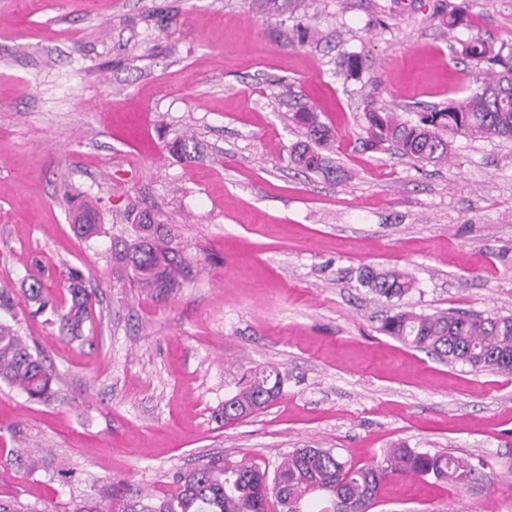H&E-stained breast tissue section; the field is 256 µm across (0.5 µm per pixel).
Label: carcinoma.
<instances>
[{
	"label": "carcinoma",
	"instance_id": "carcinoma-1",
	"mask_svg": "<svg viewBox=\"0 0 512 512\" xmlns=\"http://www.w3.org/2000/svg\"><path fill=\"white\" fill-rule=\"evenodd\" d=\"M262 10L294 17L307 0H256ZM443 24L452 34L470 26L466 8L448 5ZM459 53L483 73L479 85L459 100L441 107L405 116L371 102L364 112L360 142L374 151L395 150L422 165L448 164L455 156L456 141L512 142V46L495 47L479 38L457 40ZM347 79L358 80L363 73L362 57L347 52L338 61ZM303 129L305 140L290 153L291 161L310 172L333 176L330 149L332 130L316 112L303 109L292 115ZM127 221L135 229L132 238L114 242L113 257L124 267V275L143 288L168 292L180 286L191 270V261L172 241L161 236V225L148 212L130 210ZM73 229L86 238L99 233V215L88 205L73 213ZM357 282L387 300L402 298L414 287L413 280L396 272H358ZM70 303L60 316L70 340L83 339L84 326L91 320L93 305L81 285V276L72 275ZM28 302L38 313H55L42 297L40 280L25 289ZM381 331L441 360L462 362L475 370L512 373V317H483L467 311L451 310L420 314L401 310L385 318ZM58 376L33 353L13 325L0 321V382L24 393L31 401L47 402L55 395ZM283 376L274 367L256 370L248 384L224 401V422L247 417L273 401L281 392ZM395 471L431 476L437 481L464 483L474 474L466 460L446 454L416 451L405 444L393 448L387 457ZM384 469L370 466L352 469L336 453L326 448H297L278 466L274 478L243 462L212 456L201 465L175 476V488L162 495L142 491L115 502L89 495L75 504L72 512H266L269 495L282 508L297 512L301 501L321 491L328 505L320 512H369L383 480ZM0 512H34L18 496L0 494Z\"/></svg>",
	"mask_w": 512,
	"mask_h": 512
}]
</instances>
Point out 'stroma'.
I'll return each instance as SVG.
<instances>
[{
    "instance_id": "obj_1",
    "label": "stroma",
    "mask_w": 512,
    "mask_h": 512,
    "mask_svg": "<svg viewBox=\"0 0 512 512\" xmlns=\"http://www.w3.org/2000/svg\"><path fill=\"white\" fill-rule=\"evenodd\" d=\"M314 0L312 35L253 0H0V286L21 335L61 377L49 402L0 384V492L40 512L71 498L171 491L222 455L274 473L304 446L353 468L408 444L475 469L464 484L383 479L370 512H512V374L476 372L385 335L399 310L512 315V144L458 140L446 166L365 150L367 98L444 105L471 79L452 56L448 0ZM462 38L512 44V0H466ZM361 80L336 74L342 51ZM310 108L333 127L343 181L289 161ZM192 159L174 150L185 131ZM96 204L78 237L71 207ZM155 212L195 263L181 288L113 272L131 208ZM362 266L415 281L376 298ZM94 291L85 341L33 315L31 278L58 306L71 271ZM275 366L280 395L244 420L224 401ZM72 472L27 470L21 446Z\"/></svg>"
}]
</instances>
